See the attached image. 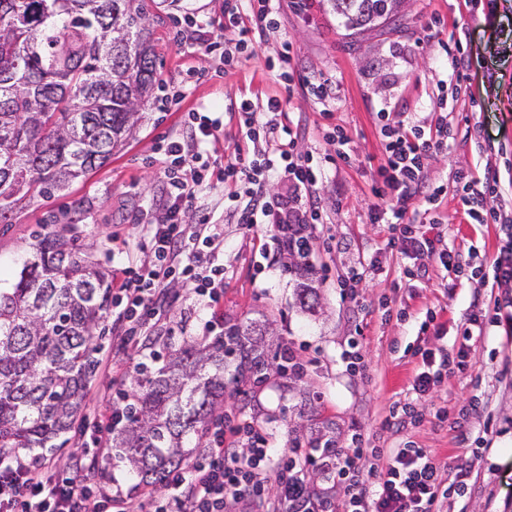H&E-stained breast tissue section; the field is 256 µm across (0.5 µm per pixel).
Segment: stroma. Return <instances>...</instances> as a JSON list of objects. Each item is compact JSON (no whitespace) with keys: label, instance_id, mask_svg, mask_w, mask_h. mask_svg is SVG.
I'll use <instances>...</instances> for the list:
<instances>
[{"label":"stroma","instance_id":"obj_1","mask_svg":"<svg viewBox=\"0 0 512 512\" xmlns=\"http://www.w3.org/2000/svg\"><path fill=\"white\" fill-rule=\"evenodd\" d=\"M153 31V45L163 80L177 84L186 67L208 71L181 104L156 111L153 101L140 108L133 138L96 172L73 182L48 199L38 198L12 223L0 224V285L9 286L33 246L45 234L62 233L76 247L90 249L94 260L116 273L127 257L149 262L137 250L145 225L158 218L164 196L159 171L158 137L178 136L183 117L204 106L222 112L243 98L292 97L293 119L306 128L301 151L335 154L323 137L326 126H341L350 136L348 162L330 167L319 189L326 213L318 225L311 256V278L320 295L315 312L296 300L298 279L289 275L286 254L270 253L264 229L248 231L224 208L228 189L218 186L205 201L224 239L223 260L229 277L219 304L207 306L175 288L176 300L166 319L177 336L201 339L212 320L227 325L263 321L273 348H289L304 363L302 373H270L247 395L227 389L224 410L256 417L278 449L305 445L311 438L346 444L351 433L362 439L364 461L376 448H394L403 440L429 449L450 474H462L465 495L437 504L439 512H512V327H487L469 356L466 373L449 376L431 392L409 389L419 363L411 348H453L456 329L472 300L486 309L512 301V282L495 280L491 264L512 232V0H400L402 20L359 31L346 26L328 0H280L281 27L260 45L254 59L231 69L218 60L192 54L173 40L177 14L188 11L211 19L223 16L224 0H143ZM461 42V60L470 78L451 81L455 62L445 55L446 41ZM303 77L336 81V98L319 103L301 90L279 83L269 62L283 42ZM390 122L430 127L446 118L452 133L447 152L432 160L429 176L448 190L429 203L435 224L421 232L454 246L464 273L445 271L435 257H415L428 275L407 281V260L385 249L386 228L369 221L376 202L372 186L383 162L378 111ZM496 176L501 223L475 224L465 214L454 189L458 174ZM363 262L364 279L356 298L342 297L339 276ZM434 330L420 332L426 313ZM362 333L365 369L347 371L342 358L348 341ZM409 402L424 415L419 426L383 429L388 406ZM459 419L449 428L436 409ZM492 428V444L481 457L466 448L464 437Z\"/></svg>","mask_w":512,"mask_h":512}]
</instances>
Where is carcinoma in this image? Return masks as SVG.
I'll return each instance as SVG.
<instances>
[{
	"label": "carcinoma",
	"mask_w": 512,
	"mask_h": 512,
	"mask_svg": "<svg viewBox=\"0 0 512 512\" xmlns=\"http://www.w3.org/2000/svg\"><path fill=\"white\" fill-rule=\"evenodd\" d=\"M348 26L393 18L397 0H329ZM152 30L140 0H0V224L19 204L49 198L103 167L131 138L159 84ZM0 288V452L59 448L81 417L112 296L109 274L59 234ZM297 301L319 304L304 282ZM267 328L231 325L208 343L191 337L162 364L141 363L133 402L112 431V460L143 486L162 487L190 465V448L224 402V366L259 384L271 368Z\"/></svg>",
	"instance_id": "carcinoma-1"
}]
</instances>
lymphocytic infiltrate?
Returning a JSON list of instances; mask_svg holds the SVG:
<instances>
[{
  "instance_id": "1",
  "label": "lymphocytic infiltrate",
  "mask_w": 512,
  "mask_h": 512,
  "mask_svg": "<svg viewBox=\"0 0 512 512\" xmlns=\"http://www.w3.org/2000/svg\"><path fill=\"white\" fill-rule=\"evenodd\" d=\"M279 25L274 0H224L222 30L190 13L184 17L181 37L196 55L217 57L232 67L254 57L260 37ZM286 109V101L277 97L261 104L250 99L232 103L228 112L238 120L243 144L220 169L211 162L206 146L223 122L209 109L188 112V138L161 140V182L169 204L163 220L147 225L138 243L152 253V261L130 262L120 269L121 284L112 294V339L119 353L138 349L163 328L171 283H182L189 294L218 302L224 290V266L213 259L218 236L208 215L193 224L185 220L201 195L216 184L230 185L227 208L238 224L249 231L265 227L274 252L293 253L299 263H308L314 230L325 221L314 198L327 167L325 160L298 152L302 128L289 123ZM381 133L385 160L373 188L379 203L371 213L372 223L387 222V249L405 256L428 253L445 270L459 271L455 248L415 233L404 222L411 201L427 191L431 160L448 149L447 127L440 123L428 131L400 121L382 124ZM274 179L286 184V192H269ZM457 192L475 223L498 221L493 177L459 175ZM489 320L488 311L472 303L466 322L457 328L455 353L420 349L411 390L423 395L445 375L466 373L475 331ZM228 437L245 439L247 453L225 447ZM359 442L355 433L345 448L323 443L305 450L296 444L277 455L269 435L254 420L227 415L213 423L208 446L192 465L169 477L166 493L149 498L148 512H435L439 500L465 492L463 484L447 481L444 465L414 441L376 449L377 461L367 468L357 451ZM311 465L343 486L340 503L311 491L306 477ZM272 478L278 484L274 498L268 495ZM0 512H136V501L116 478H107L104 486L93 490L70 476L49 472L39 456L2 455Z\"/></svg>"
}]
</instances>
